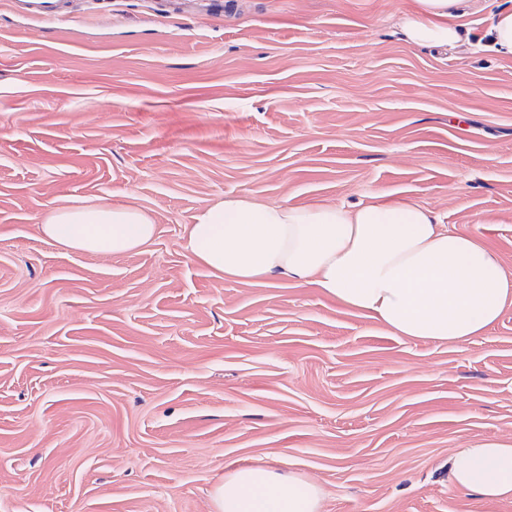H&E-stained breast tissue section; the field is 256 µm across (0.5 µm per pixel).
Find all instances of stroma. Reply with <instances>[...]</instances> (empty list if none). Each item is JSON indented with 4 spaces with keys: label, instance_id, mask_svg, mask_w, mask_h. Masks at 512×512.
<instances>
[{
    "label": "stroma",
    "instance_id": "1",
    "mask_svg": "<svg viewBox=\"0 0 512 512\" xmlns=\"http://www.w3.org/2000/svg\"><path fill=\"white\" fill-rule=\"evenodd\" d=\"M0 0V512H212L239 465L316 479L323 512H512L448 479L512 445V297L465 343L392 334L281 277L185 251L217 199L414 201L512 276V56L477 0L452 48L417 0ZM147 211L138 252L68 251L49 211ZM58 0H13L16 5H23L25 13L31 18L56 16L59 10ZM468 0H418L420 10L406 15L402 22L406 41L415 47L455 45L466 33L445 19L459 15Z\"/></svg>",
    "mask_w": 512,
    "mask_h": 512
}]
</instances>
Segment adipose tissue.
Returning a JSON list of instances; mask_svg holds the SVG:
<instances>
[{"label": "adipose tissue", "instance_id": "adipose-tissue-1", "mask_svg": "<svg viewBox=\"0 0 512 512\" xmlns=\"http://www.w3.org/2000/svg\"><path fill=\"white\" fill-rule=\"evenodd\" d=\"M418 2L402 22L410 45L464 39L448 19L465 0ZM40 231L66 249L121 256L150 243L156 226L137 206L97 201L53 208ZM184 240L190 257L216 276L241 282L285 276L411 339L470 341L512 297V277L489 250L413 201L299 206L227 197L186 225ZM448 473L456 487L481 499L510 500L512 445L454 449ZM322 502L314 480L261 465L227 471L211 494L213 512H322Z\"/></svg>", "mask_w": 512, "mask_h": 512}]
</instances>
